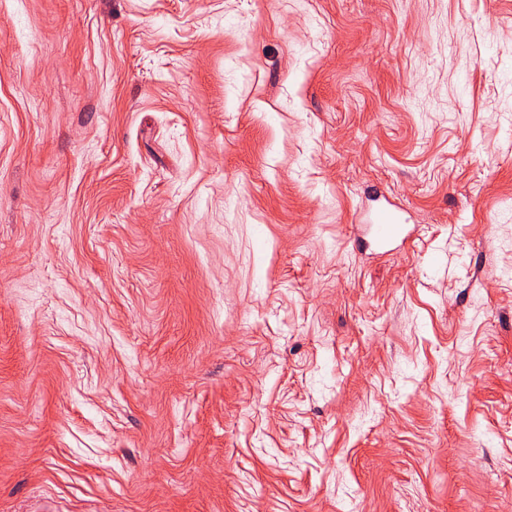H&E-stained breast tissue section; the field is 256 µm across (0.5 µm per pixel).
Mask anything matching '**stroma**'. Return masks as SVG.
I'll list each match as a JSON object with an SVG mask.
<instances>
[{"label": "stroma", "mask_w": 512, "mask_h": 512, "mask_svg": "<svg viewBox=\"0 0 512 512\" xmlns=\"http://www.w3.org/2000/svg\"><path fill=\"white\" fill-rule=\"evenodd\" d=\"M0 512H512V0H0ZM369 224H361L363 226L364 236L368 237L358 239L365 246L373 245L378 250L379 254L385 252V249L395 243L403 235L404 240L410 231H407L408 224H399L391 211L381 210L375 213L374 216L367 219ZM383 251V252H381Z\"/></svg>", "instance_id": "35a3bbf8"}]
</instances>
